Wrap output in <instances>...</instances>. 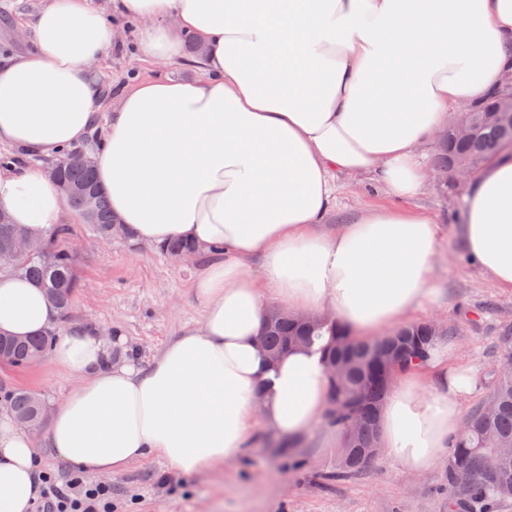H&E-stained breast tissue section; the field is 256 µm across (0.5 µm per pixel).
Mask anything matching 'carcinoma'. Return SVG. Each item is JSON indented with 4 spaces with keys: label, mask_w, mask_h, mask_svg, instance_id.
Returning <instances> with one entry per match:
<instances>
[{
    "label": "carcinoma",
    "mask_w": 512,
    "mask_h": 512,
    "mask_svg": "<svg viewBox=\"0 0 512 512\" xmlns=\"http://www.w3.org/2000/svg\"><path fill=\"white\" fill-rule=\"evenodd\" d=\"M461 119L472 127L473 135L460 138L450 128L447 139L437 145L438 165L450 171L461 164L473 169L489 163L494 158L491 147L504 138L512 139L509 112H463ZM78 157L77 152H67L58 158L51 168L53 178L61 185L97 189V204L88 212L81 195L71 194L64 196L65 205L100 238L129 237L130 231L115 221L105 193L99 190L95 172L83 166ZM14 228L13 224H0V274L21 275L37 284L53 301L60 320L67 319L78 288L77 254L57 247L56 241L66 237L69 228L60 225L43 242L51 256L48 262L37 256L5 257ZM451 335L453 331L449 327L418 322L386 336L363 339L348 331L338 332L326 322L300 323L288 317L273 322L266 341L272 351L282 354L298 343L311 346L323 339L324 362L334 361L341 366V373L329 379L330 395L337 406L328 411L327 417L344 433L352 419L364 425L360 436H344L336 471V476L341 477L367 469L370 466L366 460L367 449L379 444V418L391 382L376 369L374 357L389 350L401 352L400 372L404 373L426 362L443 338ZM56 336L57 331L52 330L23 344L0 341V364L19 368L36 363L46 357ZM3 400L12 403L14 417L19 422L45 419L46 404L33 392L16 389L4 393ZM497 448L503 452L497 455L494 468L478 472L469 484L456 482L459 471L476 468L482 456ZM445 493L453 512H494L501 503L512 499V374L492 371L488 393L465 417L460 434L451 444Z\"/></svg>",
    "instance_id": "1"
}]
</instances>
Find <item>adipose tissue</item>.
Returning <instances> with one entry per match:
<instances>
[{
	"label": "adipose tissue",
	"mask_w": 512,
	"mask_h": 512,
	"mask_svg": "<svg viewBox=\"0 0 512 512\" xmlns=\"http://www.w3.org/2000/svg\"><path fill=\"white\" fill-rule=\"evenodd\" d=\"M112 11L140 23L145 61L180 60L184 31L205 51L199 77L144 78L120 95L97 181L138 240L179 239L215 257L195 283L200 325L147 368L113 360L95 326L58 334L52 358L77 384L54 407L46 446L92 474L148 455L193 474L237 459L255 430L297 438L325 416L321 354L294 347L272 365L257 347L264 297L362 337L434 304L431 217L387 208L333 235L318 226L340 177L404 200L424 191L422 140L512 75V0H112ZM118 33L89 0H45L33 50L0 67V145L52 159L83 141L101 107L96 67ZM0 209L41 240L63 220L59 186L31 165L0 164ZM460 232L470 259L512 290V158L471 176ZM57 323L40 288L0 275V333ZM477 382L456 351L437 349L394 383L381 447L425 472ZM41 476L36 443L0 416V512H31Z\"/></svg>",
	"instance_id": "adipose-tissue-1"
}]
</instances>
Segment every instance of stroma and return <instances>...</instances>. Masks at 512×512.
<instances>
[{
    "label": "stroma",
    "mask_w": 512,
    "mask_h": 512,
    "mask_svg": "<svg viewBox=\"0 0 512 512\" xmlns=\"http://www.w3.org/2000/svg\"><path fill=\"white\" fill-rule=\"evenodd\" d=\"M40 3L0 0V64L30 50V24ZM138 40L139 26L129 22L108 50L99 70L105 106L142 78L195 75L185 58L159 68L143 61ZM467 186L464 180L444 184L434 178L421 196L407 201L359 181H344L323 229L336 232L342 223L380 206L422 212L435 220L445 247L438 260V296L415 318L444 319L454 330L448 346L477 369L478 383L463 402L468 411L487 392L503 330H512V291L498 287L466 255L459 224ZM66 223L79 250L80 287L71 318L104 331L119 330L124 344L113 349V360L131 353L138 365L147 366L182 330L198 324L203 304L194 284L210 256L179 260L134 239L102 240L72 212ZM75 383L48 357L23 369L0 365V392L24 388L42 395L51 407ZM337 456L331 424L307 433L292 448L285 439L255 434L238 459L199 473L179 475L148 456L98 481L112 488V512H448L447 453L420 475L382 455L363 473L341 478Z\"/></svg>",
    "instance_id": "stroma-1"
}]
</instances>
